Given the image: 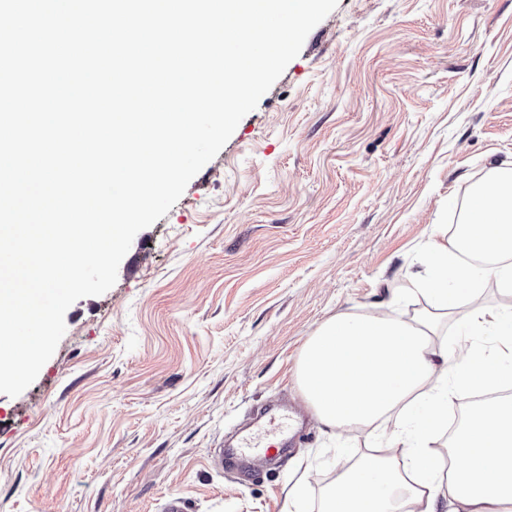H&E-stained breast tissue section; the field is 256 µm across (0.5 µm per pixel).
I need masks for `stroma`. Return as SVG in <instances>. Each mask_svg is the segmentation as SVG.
<instances>
[{
    "label": "stroma",
    "instance_id": "obj_1",
    "mask_svg": "<svg viewBox=\"0 0 512 512\" xmlns=\"http://www.w3.org/2000/svg\"><path fill=\"white\" fill-rule=\"evenodd\" d=\"M512 161V0H338L300 54L77 300L19 396L0 394V512H318L397 416L247 468L216 451L300 400V349L337 314L433 312L431 241Z\"/></svg>",
    "mask_w": 512,
    "mask_h": 512
}]
</instances>
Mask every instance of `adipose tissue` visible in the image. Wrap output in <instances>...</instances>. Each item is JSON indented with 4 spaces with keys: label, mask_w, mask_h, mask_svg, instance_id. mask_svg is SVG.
I'll return each instance as SVG.
<instances>
[{
    "label": "adipose tissue",
    "mask_w": 512,
    "mask_h": 512,
    "mask_svg": "<svg viewBox=\"0 0 512 512\" xmlns=\"http://www.w3.org/2000/svg\"><path fill=\"white\" fill-rule=\"evenodd\" d=\"M426 265L419 291L456 316L457 340L435 345L431 314H339L301 349L297 384L321 422L352 434L394 413L404 420L386 447L337 476L319 512H512L511 396L474 407L447 454L432 446L457 389L512 387V309L458 305L484 279L512 295V162L492 168Z\"/></svg>",
    "instance_id": "adipose-tissue-1"
}]
</instances>
